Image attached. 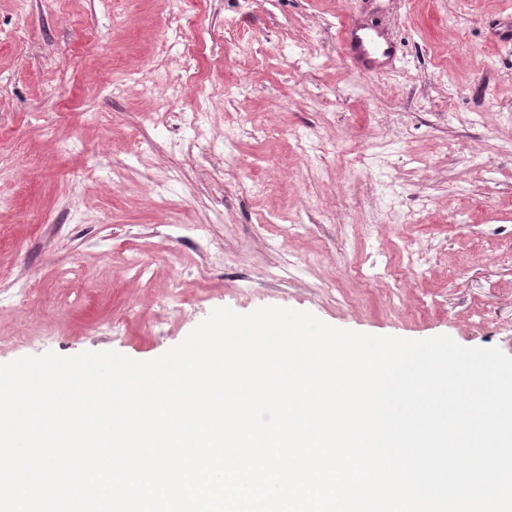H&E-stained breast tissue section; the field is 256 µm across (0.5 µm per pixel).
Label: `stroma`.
<instances>
[{"label":"stroma","instance_id":"1","mask_svg":"<svg viewBox=\"0 0 512 512\" xmlns=\"http://www.w3.org/2000/svg\"><path fill=\"white\" fill-rule=\"evenodd\" d=\"M507 16L512 0H0V363L151 360L222 306L512 356ZM346 24L393 45L379 72L344 55ZM202 103L200 133L235 157L219 174L189 153ZM409 247L426 262L402 289ZM174 280L184 312L158 320Z\"/></svg>","mask_w":512,"mask_h":512}]
</instances>
